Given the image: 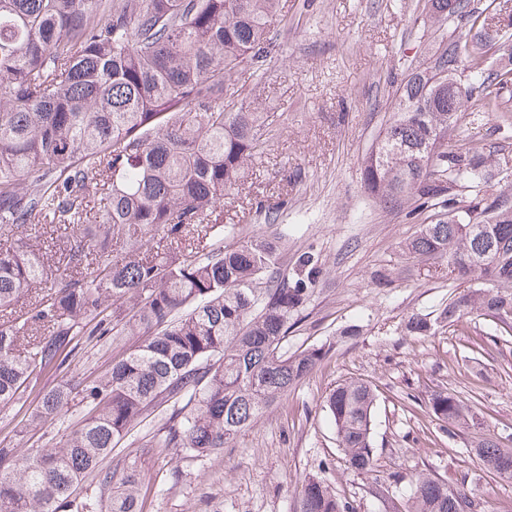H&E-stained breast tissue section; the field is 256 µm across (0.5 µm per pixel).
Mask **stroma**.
<instances>
[{"label": "stroma", "mask_w": 512, "mask_h": 512, "mask_svg": "<svg viewBox=\"0 0 512 512\" xmlns=\"http://www.w3.org/2000/svg\"><path fill=\"white\" fill-rule=\"evenodd\" d=\"M285 21L273 35L263 77L242 64L237 84L272 113V135L261 164L224 202L235 241L280 238L282 264L304 252L321 272L306 306L291 320L285 350L318 348L323 357L304 380L267 407L223 451L196 457L149 446L162 438L173 410L163 403L104 460V471L134 472L142 512H295L296 490L318 475L354 506L389 512L379 488L409 485L418 474L465 487L479 512H512V479L482 466L473 448L493 436L512 447V331L491 318L438 322L448 299L466 287L447 264L409 258L403 243L426 213L387 208L364 187V160L393 116L401 80L451 36L455 21L434 24L427 0H282ZM459 140L492 160L495 191L512 190V125L497 115L462 118ZM286 197L277 223L258 200ZM433 319L414 336V316ZM111 335L82 337L61 369H46L36 389L0 408V439L19 452L56 447L82 418L68 411L41 430L21 419L39 391L103 374L120 351ZM376 386L371 472L352 470L339 447L325 401L340 383ZM437 389L467 399L469 429L448 436L428 398Z\"/></svg>", "instance_id": "35a3bbf8"}]
</instances>
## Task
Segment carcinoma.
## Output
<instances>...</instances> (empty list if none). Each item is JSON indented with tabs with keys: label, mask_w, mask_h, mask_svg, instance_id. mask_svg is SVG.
I'll return each instance as SVG.
<instances>
[{
	"label": "carcinoma",
	"mask_w": 512,
	"mask_h": 512,
	"mask_svg": "<svg viewBox=\"0 0 512 512\" xmlns=\"http://www.w3.org/2000/svg\"><path fill=\"white\" fill-rule=\"evenodd\" d=\"M429 2L437 21L459 24L400 84L363 179L386 203L432 211L405 243L409 255L488 285L455 293L439 318L477 314L512 330V194L492 189L489 157L448 144L469 108L512 120V38L492 66L471 0ZM282 21L279 0H0V233L53 226L66 262L50 281L54 254L38 236L0 249V312L13 316L0 323V407L62 367L82 336H141L104 375L80 383L85 413L58 447L19 455L0 442V512H140L133 474L104 473V505L77 504L72 489L162 402L184 405L160 447L209 456L320 361V349L283 350L319 258L299 255L290 277L275 241H213L224 199L262 159L270 133V115L240 97L235 74L267 60ZM72 392L41 395L29 424H53ZM375 405L364 381L326 398L356 471L374 466ZM429 405L448 433L472 419L446 389ZM476 456L512 470V448L491 436ZM471 501L420 474L404 512H464ZM296 512L353 505L312 475Z\"/></svg>",
	"instance_id": "obj_1"
}]
</instances>
